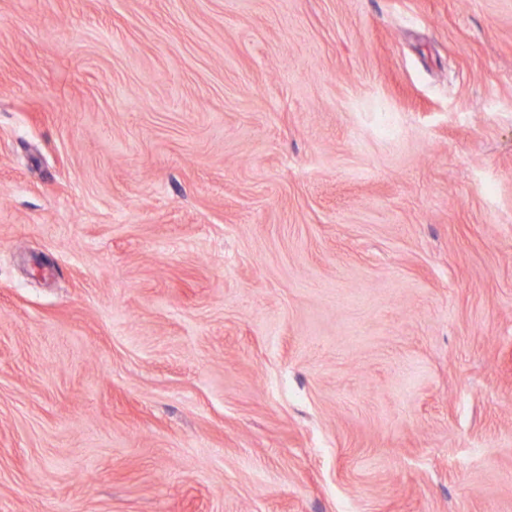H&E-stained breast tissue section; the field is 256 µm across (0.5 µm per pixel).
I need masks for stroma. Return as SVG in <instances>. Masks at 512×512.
Returning a JSON list of instances; mask_svg holds the SVG:
<instances>
[{
    "label": "stroma",
    "instance_id": "35a3bbf8",
    "mask_svg": "<svg viewBox=\"0 0 512 512\" xmlns=\"http://www.w3.org/2000/svg\"><path fill=\"white\" fill-rule=\"evenodd\" d=\"M0 512H512V0H0Z\"/></svg>",
    "mask_w": 512,
    "mask_h": 512
}]
</instances>
